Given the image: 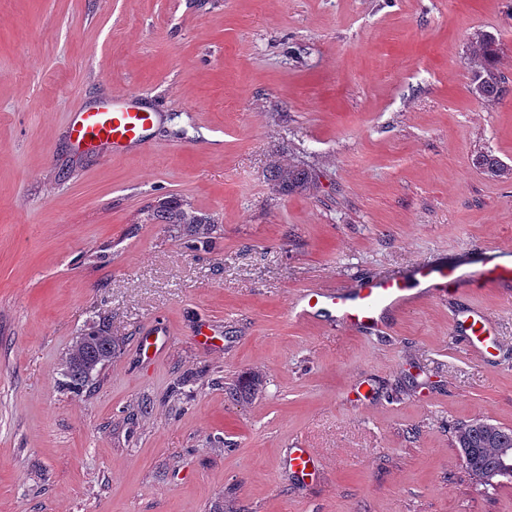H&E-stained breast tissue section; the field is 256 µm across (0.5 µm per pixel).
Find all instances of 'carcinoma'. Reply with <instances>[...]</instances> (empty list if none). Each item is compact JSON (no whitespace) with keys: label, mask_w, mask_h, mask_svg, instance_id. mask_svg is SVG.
Returning <instances> with one entry per match:
<instances>
[{"label":"carcinoma","mask_w":512,"mask_h":512,"mask_svg":"<svg viewBox=\"0 0 512 512\" xmlns=\"http://www.w3.org/2000/svg\"><path fill=\"white\" fill-rule=\"evenodd\" d=\"M472 66L469 72V92L483 102H495L509 92L500 68L499 35L481 30L471 44ZM472 166L492 178L512 175V168L497 156L478 152L471 159ZM271 181L279 191L292 193L307 191L313 186L308 168L300 163H278ZM149 220L158 224H189L194 233L211 224V220L175 198L158 203L151 209ZM118 343L105 324H97L80 334L65 358L66 385L80 389L97 368L102 367L116 353ZM453 447L457 448L463 465L478 485L491 486L501 480H512V429L501 427L486 419H471L454 427Z\"/></svg>","instance_id":"cac0c4a2"}]
</instances>
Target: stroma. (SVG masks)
I'll return each mask as SVG.
<instances>
[{"label": "stroma", "mask_w": 512, "mask_h": 512, "mask_svg": "<svg viewBox=\"0 0 512 512\" xmlns=\"http://www.w3.org/2000/svg\"><path fill=\"white\" fill-rule=\"evenodd\" d=\"M479 29L512 82V0H0V512H512V481L475 484L451 445L464 420L512 429L495 290L375 334L288 313L512 251V178L471 164L512 166V93L468 90ZM129 89L162 115L151 151L76 154L75 106ZM288 160L309 192L269 181ZM168 196L215 219L212 246L148 221ZM468 306L489 359L451 332ZM101 320L119 351L74 393L65 354ZM294 447L315 480L285 469ZM472 166L481 173L492 178H508L512 175V168L488 152H478L471 159ZM284 464L289 472L304 480L312 477L320 467L318 457L310 448L288 449Z\"/></svg>", "instance_id": "35a3bbf8"}]
</instances>
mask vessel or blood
I'll return each mask as SVG.
<instances>
[{
	"mask_svg": "<svg viewBox=\"0 0 512 512\" xmlns=\"http://www.w3.org/2000/svg\"><path fill=\"white\" fill-rule=\"evenodd\" d=\"M159 120V113L143 109L133 93L126 90L108 96L96 106L77 108L70 115L66 135L78 149L116 154L131 148H150V134ZM477 284L500 289L502 300L511 301L512 263L499 261L491 250L481 269L468 275L457 263L439 258L417 264L405 274L379 276L352 286L304 290L290 313L301 320L334 311L345 327L373 332L381 329L383 315L402 311L420 297L462 295ZM487 329L486 315L475 312L455 325L454 332L476 356L483 358L488 348L481 337ZM284 464L289 472L303 479L313 476L320 467L318 457L307 448L289 449Z\"/></svg>",
	"mask_w": 512,
	"mask_h": 512,
	"instance_id": "vessel-or-blood-1",
	"label": "vessel or blood"
}]
</instances>
